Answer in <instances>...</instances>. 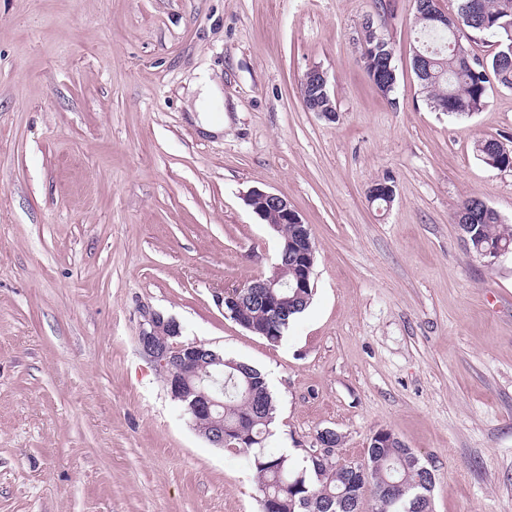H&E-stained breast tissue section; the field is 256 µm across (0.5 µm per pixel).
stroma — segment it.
<instances>
[{"label":"stroma","mask_w":512,"mask_h":512,"mask_svg":"<svg viewBox=\"0 0 512 512\" xmlns=\"http://www.w3.org/2000/svg\"><path fill=\"white\" fill-rule=\"evenodd\" d=\"M415 26L414 0H0V512H261L246 453L199 435L141 354L148 309L265 373L267 448L299 462L332 428L336 460H360L387 428L433 470V512H512V254L480 261L456 224L477 197L512 225V168L474 150H512V89L434 111ZM313 68L335 121L304 106ZM203 74L218 134L188 112ZM255 188L316 245L275 345L216 301L276 260ZM377 40V43L375 41ZM362 56L365 58L371 59L373 62H379V68L382 69L391 64V67L394 69V75H392L390 72H384L380 76L378 74H375V78H373V73L370 67L367 65L366 61L362 60L364 69L366 70V73L369 77V79L372 81V83L376 86V83L378 84V78L380 77V81H382L384 84L389 85V88L387 91L383 94L385 97H389L395 90V87L397 85L398 77H397V69L395 68L393 61V51L390 48H387L385 44H383L382 36L379 34H376L373 39H370V41H366L363 39L362 41ZM392 62V63H391ZM490 140L487 139L477 142L475 145V150L478 156L487 165L497 168H505L508 165L509 160L507 156L501 152V149L503 151L507 150L504 149L501 145L500 148L497 142H492V139ZM491 162H493V164H491Z\"/></svg>","instance_id":"obj_1"}]
</instances>
